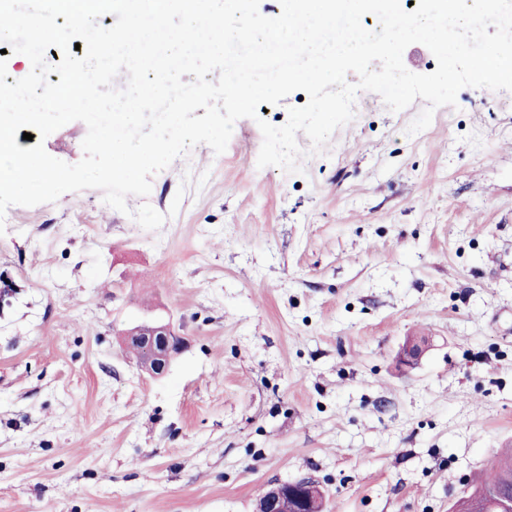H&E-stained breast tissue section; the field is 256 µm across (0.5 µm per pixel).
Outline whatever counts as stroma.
Returning a JSON list of instances; mask_svg holds the SVG:
<instances>
[{
    "label": "stroma",
    "instance_id": "1",
    "mask_svg": "<svg viewBox=\"0 0 512 512\" xmlns=\"http://www.w3.org/2000/svg\"><path fill=\"white\" fill-rule=\"evenodd\" d=\"M424 107L359 92L295 174L258 168L242 118L128 213L97 189L9 207L0 512H256L302 477L325 512H450L512 448V92L463 88L408 135ZM86 133L45 149L77 163ZM159 316L185 346L155 378L125 333Z\"/></svg>",
    "mask_w": 512,
    "mask_h": 512
}]
</instances>
